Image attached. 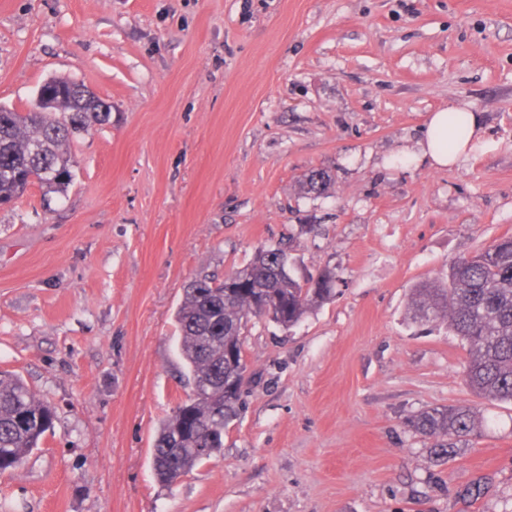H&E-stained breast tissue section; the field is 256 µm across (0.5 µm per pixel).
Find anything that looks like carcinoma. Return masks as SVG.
I'll list each match as a JSON object with an SVG mask.
<instances>
[{
  "label": "carcinoma",
  "instance_id": "cac0c4a2",
  "mask_svg": "<svg viewBox=\"0 0 512 512\" xmlns=\"http://www.w3.org/2000/svg\"><path fill=\"white\" fill-rule=\"evenodd\" d=\"M45 97L21 112L0 104V200L18 199L36 175L44 194L63 193L73 181L70 145L111 113L84 84L57 78L40 85ZM331 182L324 170L310 172L306 193ZM335 276L299 279L281 247L259 249L241 268L219 280L192 279L176 312L179 351L193 394L163 420L152 452L156 478L172 486L197 464L224 448V429L238 415L241 393L231 384L245 377V332L254 318L283 328L296 325L330 299ZM411 311L420 322L439 323L467 346L466 385L489 401L512 403V236L483 252L448 265L444 282L412 289ZM54 414L20 376L0 372V472L19 467L52 428ZM481 411L467 405L433 408L407 418L412 433L434 440L448 457L486 427Z\"/></svg>",
  "mask_w": 512,
  "mask_h": 512
}]
</instances>
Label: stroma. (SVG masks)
<instances>
[{"instance_id":"obj_1","label":"stroma","mask_w":512,"mask_h":512,"mask_svg":"<svg viewBox=\"0 0 512 512\" xmlns=\"http://www.w3.org/2000/svg\"><path fill=\"white\" fill-rule=\"evenodd\" d=\"M53 76L112 122L72 144L65 193L0 207V371L55 411L0 512H503L512 404L467 387L462 341L410 297L512 236V0H0V103ZM451 106L482 143L401 164ZM280 243L336 294L250 322L222 455L163 486L156 430L192 393L184 289ZM458 403L489 426L457 455L405 425Z\"/></svg>"}]
</instances>
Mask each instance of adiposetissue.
I'll return each mask as SVG.
<instances>
[{
  "instance_id": "obj_1",
  "label": "adipose tissue",
  "mask_w": 512,
  "mask_h": 512,
  "mask_svg": "<svg viewBox=\"0 0 512 512\" xmlns=\"http://www.w3.org/2000/svg\"><path fill=\"white\" fill-rule=\"evenodd\" d=\"M461 127L456 133L448 131V112L432 113L420 143V153L432 166L446 168L468 157L481 141L482 125L478 113L460 110Z\"/></svg>"
}]
</instances>
